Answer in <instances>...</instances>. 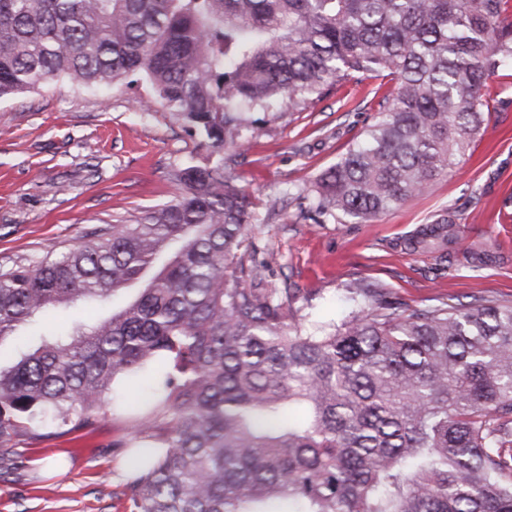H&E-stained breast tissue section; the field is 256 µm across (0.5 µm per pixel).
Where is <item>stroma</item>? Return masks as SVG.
I'll use <instances>...</instances> for the list:
<instances>
[{
	"label": "stroma",
	"instance_id": "35a3bbf8",
	"mask_svg": "<svg viewBox=\"0 0 512 512\" xmlns=\"http://www.w3.org/2000/svg\"><path fill=\"white\" fill-rule=\"evenodd\" d=\"M374 79L350 80L302 112L251 113L252 148L233 169L255 199L251 237L268 264L266 282L319 320L342 319L346 288L385 289L411 306L512 299V76L492 78L491 110L464 157L432 190L366 224L303 219L296 201L362 138L378 117ZM143 76L100 90L60 77L0 103V269L61 252L92 228L175 199L169 173L185 163L229 158L162 106ZM456 223L450 249L407 248L444 217ZM479 244L495 262L474 264ZM123 417L19 444L0 460V512H129L125 457L115 442Z\"/></svg>",
	"mask_w": 512,
	"mask_h": 512
}]
</instances>
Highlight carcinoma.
<instances>
[{"mask_svg":"<svg viewBox=\"0 0 512 512\" xmlns=\"http://www.w3.org/2000/svg\"><path fill=\"white\" fill-rule=\"evenodd\" d=\"M509 0H0V101L132 74L209 146L249 150L250 112H301L389 77L380 118L315 184L366 223L427 192L512 67ZM175 201L0 271V456L107 406L131 512H512V300L403 307L346 289L339 322L263 288L255 203L219 160L170 171ZM444 219L413 248L453 242ZM138 295L92 324L67 311ZM149 390L137 405L117 382Z\"/></svg>","mask_w":512,"mask_h":512,"instance_id":"obj_1","label":"carcinoma"}]
</instances>
